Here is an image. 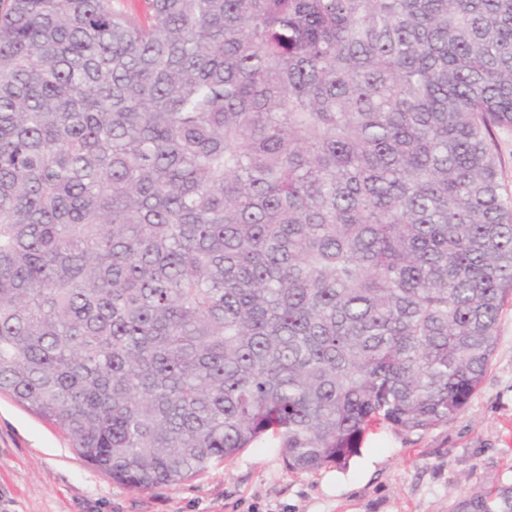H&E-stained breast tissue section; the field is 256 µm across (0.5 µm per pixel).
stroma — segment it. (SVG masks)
<instances>
[{
	"label": "stroma",
	"instance_id": "stroma-1",
	"mask_svg": "<svg viewBox=\"0 0 512 512\" xmlns=\"http://www.w3.org/2000/svg\"><path fill=\"white\" fill-rule=\"evenodd\" d=\"M279 438L185 482L137 491L87 465L53 425L0 394V512H450L512 486V298L464 411L424 432L371 423L343 468L288 470Z\"/></svg>",
	"mask_w": 512,
	"mask_h": 512
}]
</instances>
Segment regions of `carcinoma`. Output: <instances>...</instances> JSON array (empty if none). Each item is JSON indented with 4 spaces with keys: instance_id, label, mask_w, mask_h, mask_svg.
I'll use <instances>...</instances> for the list:
<instances>
[{
    "instance_id": "carcinoma-1",
    "label": "carcinoma",
    "mask_w": 512,
    "mask_h": 512,
    "mask_svg": "<svg viewBox=\"0 0 512 512\" xmlns=\"http://www.w3.org/2000/svg\"><path fill=\"white\" fill-rule=\"evenodd\" d=\"M511 125L512 0H0V392L138 491L456 418ZM499 163V181L503 192L512 197V126L495 128Z\"/></svg>"
}]
</instances>
